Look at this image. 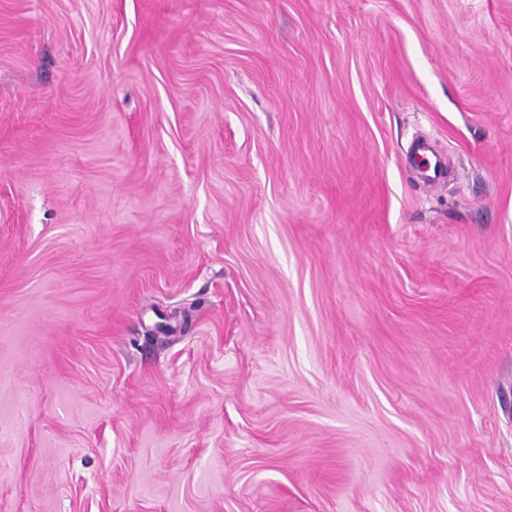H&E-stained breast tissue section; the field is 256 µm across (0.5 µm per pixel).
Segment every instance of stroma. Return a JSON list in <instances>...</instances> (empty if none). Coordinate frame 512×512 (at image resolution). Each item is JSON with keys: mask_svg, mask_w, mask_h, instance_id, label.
<instances>
[{"mask_svg": "<svg viewBox=\"0 0 512 512\" xmlns=\"http://www.w3.org/2000/svg\"><path fill=\"white\" fill-rule=\"evenodd\" d=\"M0 512H512V0H0Z\"/></svg>", "mask_w": 512, "mask_h": 512, "instance_id": "obj_1", "label": "stroma"}]
</instances>
